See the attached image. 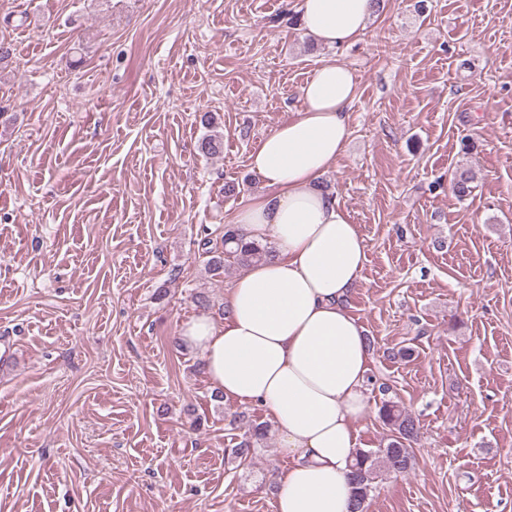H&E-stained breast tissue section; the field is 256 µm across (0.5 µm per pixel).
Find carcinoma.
<instances>
[{
  "label": "carcinoma",
  "mask_w": 512,
  "mask_h": 512,
  "mask_svg": "<svg viewBox=\"0 0 512 512\" xmlns=\"http://www.w3.org/2000/svg\"><path fill=\"white\" fill-rule=\"evenodd\" d=\"M222 147L223 137L218 135L205 136L198 144L199 151L205 155H214L220 152ZM471 182L469 172L459 170L454 174L453 191L463 199L472 193ZM221 241L220 248L211 246L209 239L202 242V250L208 257L207 268L215 275L225 271L229 261L239 266H248L271 254V250L266 246L243 242L239 231L232 225L224 226ZM379 415L389 430L387 443L381 448L355 450L350 474V481L354 487L350 512H366L368 500L376 488L375 480L381 474H402L414 465L411 448V442L417 437L414 419L398 402L391 399L381 401ZM266 434L267 429L264 425H249L245 438L233 450L234 456L243 462L246 461Z\"/></svg>",
  "instance_id": "obj_1"
}]
</instances>
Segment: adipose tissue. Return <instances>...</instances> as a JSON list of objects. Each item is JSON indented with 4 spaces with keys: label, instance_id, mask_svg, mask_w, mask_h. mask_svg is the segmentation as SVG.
I'll use <instances>...</instances> for the list:
<instances>
[{
    "label": "adipose tissue",
    "instance_id": "1",
    "mask_svg": "<svg viewBox=\"0 0 512 512\" xmlns=\"http://www.w3.org/2000/svg\"><path fill=\"white\" fill-rule=\"evenodd\" d=\"M299 12L307 34L338 49L365 34L373 4L300 0ZM355 95L353 71L323 62L301 88V109L252 151L265 192L234 221L274 253L234 280L223 322L201 315L181 334L216 392L264 406L274 422L290 461L276 478L275 512H350L348 465L367 408L370 352L346 301L366 254L321 178L345 147Z\"/></svg>",
    "mask_w": 512,
    "mask_h": 512
}]
</instances>
